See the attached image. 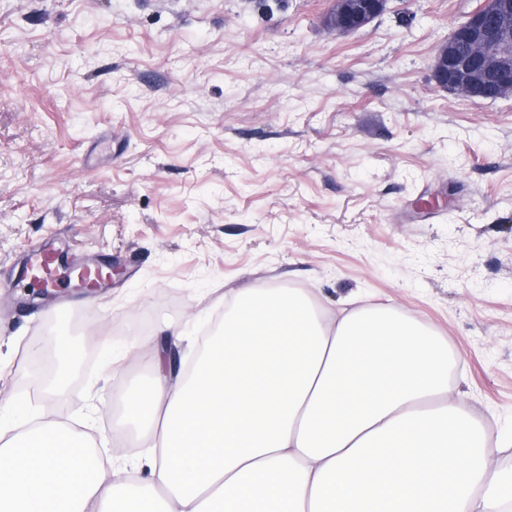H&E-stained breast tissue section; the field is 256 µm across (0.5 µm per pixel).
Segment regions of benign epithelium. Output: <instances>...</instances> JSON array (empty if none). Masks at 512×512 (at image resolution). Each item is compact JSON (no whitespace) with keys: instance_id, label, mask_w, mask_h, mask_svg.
Masks as SVG:
<instances>
[{"instance_id":"benign-epithelium-1","label":"benign epithelium","mask_w":512,"mask_h":512,"mask_svg":"<svg viewBox=\"0 0 512 512\" xmlns=\"http://www.w3.org/2000/svg\"><path fill=\"white\" fill-rule=\"evenodd\" d=\"M389 0H333L327 26L344 35L387 10ZM437 84L452 94L487 100L512 96V0H479L438 48Z\"/></svg>"}]
</instances>
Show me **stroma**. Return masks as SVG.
Wrapping results in <instances>:
<instances>
[{
	"label": "stroma",
	"mask_w": 512,
	"mask_h": 512,
	"mask_svg": "<svg viewBox=\"0 0 512 512\" xmlns=\"http://www.w3.org/2000/svg\"><path fill=\"white\" fill-rule=\"evenodd\" d=\"M477 3L390 0L339 36L332 0H0V431L61 421L112 450L151 339L193 361L237 290L299 289L443 342L511 471L512 96L433 73ZM44 245L120 273L39 300ZM51 321L83 353L63 399L29 381Z\"/></svg>",
	"instance_id": "1"
}]
</instances>
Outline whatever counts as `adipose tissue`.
Returning <instances> with one entry per match:
<instances>
[{"mask_svg":"<svg viewBox=\"0 0 512 512\" xmlns=\"http://www.w3.org/2000/svg\"><path fill=\"white\" fill-rule=\"evenodd\" d=\"M128 396L147 475L108 472L64 422L0 436V512H512L492 432L448 350L383 306L327 314L300 290L235 294L191 371Z\"/></svg>","mask_w":512,"mask_h":512,"instance_id":"ef3b65f1","label":"adipose tissue"}]
</instances>
